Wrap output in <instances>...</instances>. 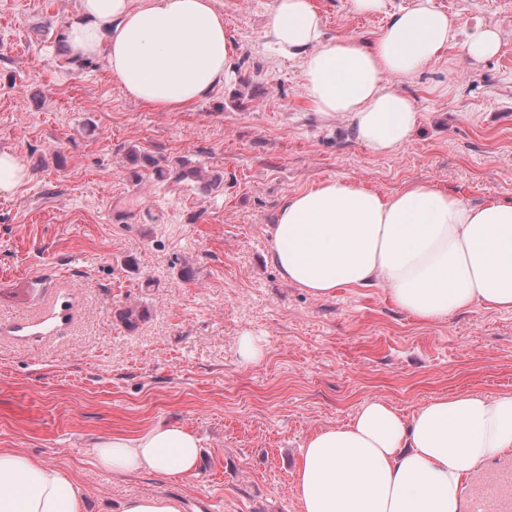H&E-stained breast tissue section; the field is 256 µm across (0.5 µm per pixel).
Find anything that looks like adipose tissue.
Instances as JSON below:
<instances>
[{"mask_svg":"<svg viewBox=\"0 0 512 512\" xmlns=\"http://www.w3.org/2000/svg\"><path fill=\"white\" fill-rule=\"evenodd\" d=\"M354 14L386 13L373 41L326 38L311 0H274L264 37L298 60L311 106L344 117L358 142L389 155L412 138L420 112L386 85L414 82L449 46L472 60L496 55V27L460 23L432 0L391 12L387 0H348ZM62 39L72 65L98 60L127 97L160 112L195 106L223 88L237 47L215 0H79ZM280 276L325 298L345 287H385L421 321L476 306L512 310V204L471 205L427 182L381 195L327 180L289 195L270 230ZM512 450V394L438 396L411 415L365 400L344 425L309 436L294 474L299 512H463V479ZM95 466L115 475L194 473L201 442L185 426L104 435ZM62 469L0 448V512H83Z\"/></svg>","mask_w":512,"mask_h":512,"instance_id":"obj_1","label":"adipose tissue"}]
</instances>
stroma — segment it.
Listing matches in <instances>:
<instances>
[{"label":"stroma","instance_id":"obj_1","mask_svg":"<svg viewBox=\"0 0 512 512\" xmlns=\"http://www.w3.org/2000/svg\"><path fill=\"white\" fill-rule=\"evenodd\" d=\"M272 2L216 0L238 47L231 82L156 112L101 62L72 68L61 33L78 0H0V151L29 172L0 193V448L66 471L87 512L155 494L185 512H298L304 441L365 400L409 415L443 394L512 393V311L423 322L382 286L315 298L267 260L280 202L329 179L512 203V0H432L496 26L502 46L481 61L450 49L398 83L421 122L388 156L310 107L298 63L262 36ZM313 3L329 37L369 40L387 21ZM181 160L197 177L153 179ZM130 304L149 311L133 330L119 318ZM246 334L263 340L259 362L238 353ZM159 422L201 438L194 474L96 469L92 439ZM463 512H512V453L466 478Z\"/></svg>","mask_w":512,"mask_h":512}]
</instances>
